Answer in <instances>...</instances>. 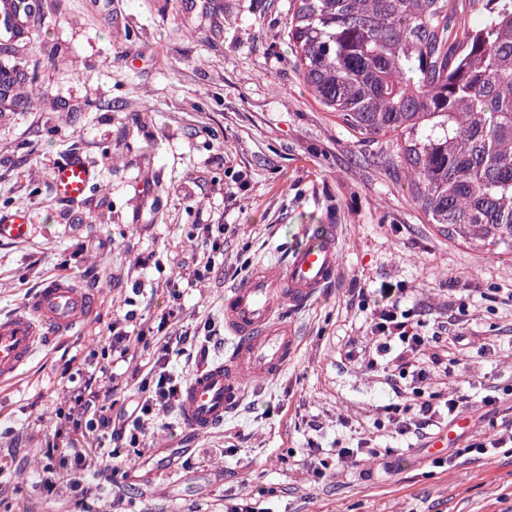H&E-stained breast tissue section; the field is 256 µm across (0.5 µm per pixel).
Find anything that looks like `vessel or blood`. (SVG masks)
I'll use <instances>...</instances> for the list:
<instances>
[{
  "label": "vessel or blood",
  "instance_id": "vessel-or-blood-1",
  "mask_svg": "<svg viewBox=\"0 0 512 512\" xmlns=\"http://www.w3.org/2000/svg\"><path fill=\"white\" fill-rule=\"evenodd\" d=\"M36 0H0V40L18 37ZM97 178L81 158L59 162L52 185L59 200L83 201ZM27 215L0 216V240H24ZM343 227L320 225L295 246L285 263L258 266L230 290L224 302V329L233 341L227 358L201 365L186 383L177 405L182 427L197 436L223 426L242 405L245 381L280 375L300 348L288 312L318 298L339 275ZM99 294L60 276L42 282L20 309L0 313V383L16 381L40 351L57 338L84 328L95 316Z\"/></svg>",
  "mask_w": 512,
  "mask_h": 512
}]
</instances>
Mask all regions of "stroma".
<instances>
[{
  "instance_id": "stroma-1",
  "label": "stroma",
  "mask_w": 512,
  "mask_h": 512,
  "mask_svg": "<svg viewBox=\"0 0 512 512\" xmlns=\"http://www.w3.org/2000/svg\"><path fill=\"white\" fill-rule=\"evenodd\" d=\"M293 0H45L26 38L0 43L37 109L0 112V215L26 210L31 236L0 243V311L21 306L44 279L97 289L86 329L37 354L0 387V512H512V446L493 459L470 446L492 421L512 419V254L481 257L425 224L401 172L383 164L385 139L360 141L311 96L287 38ZM81 156L99 173L79 204L57 200L51 173ZM224 224V250L190 240ZM307 224L344 227L335 284L289 312L301 348L277 378L247 382L238 413L196 437L168 410L146 432L149 454L125 477L75 495L72 479L100 480L112 445L90 471L59 468L55 492L39 473L72 385L127 310L151 326L224 327V295L259 262L282 258ZM219 264L210 279L193 271ZM183 296L171 306L169 283ZM391 283L426 324L456 321L439 353L472 380L470 428L439 419L399 435L390 419L406 380L367 369L369 314L359 289ZM155 343L131 340L114 361L116 410L137 398ZM496 397L487 407L482 396ZM453 432L447 448H433ZM369 443L377 455L314 479L311 462ZM449 457L448 466L432 463Z\"/></svg>"
}]
</instances>
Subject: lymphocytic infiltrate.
I'll return each instance as SVG.
<instances>
[{
    "instance_id": "f902f5d3",
    "label": "lymphocytic infiltrate",
    "mask_w": 512,
    "mask_h": 512,
    "mask_svg": "<svg viewBox=\"0 0 512 512\" xmlns=\"http://www.w3.org/2000/svg\"><path fill=\"white\" fill-rule=\"evenodd\" d=\"M359 304L370 312V338L365 346L368 369L387 371L394 367L400 377L410 378L419 386L412 400L395 409L392 424L397 433L419 432L432 426L440 414L454 418L468 408L470 395L464 384L449 387L448 397L443 401L422 390L423 384L429 383L436 370L443 366L434 347L447 333V322H438L435 330H427L424 321L416 319L413 309L406 307L404 289L391 284L362 294ZM126 320L134 325V313H127ZM168 327V317H161L155 329L160 335L159 356L139 386L135 407L123 416H113L111 406L106 405L100 376L107 371L106 361L115 356L126 358L131 338L146 339L150 331L135 325L130 331L125 326H113L112 339L104 348L101 360L94 362L92 368L79 371L80 384L71 406L63 414L65 427L57 431L46 451L49 464L41 474L46 490L56 487L55 463L89 466L91 451L83 446L88 438L104 437L119 448L141 447L148 425L160 412L175 405L183 384L181 377L168 373V356L192 350L204 360L212 348L224 342L222 336L214 333L199 335L193 327L184 326L173 333Z\"/></svg>"
}]
</instances>
